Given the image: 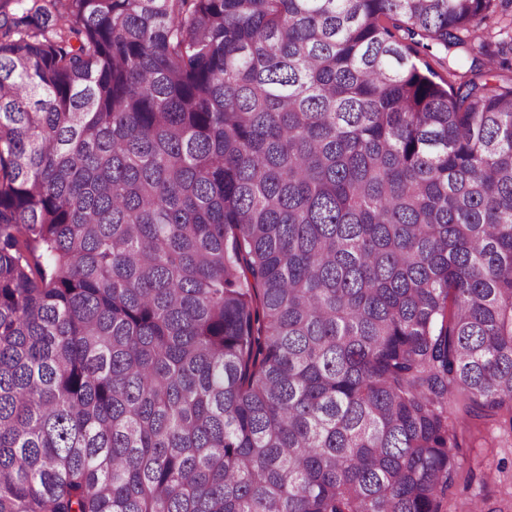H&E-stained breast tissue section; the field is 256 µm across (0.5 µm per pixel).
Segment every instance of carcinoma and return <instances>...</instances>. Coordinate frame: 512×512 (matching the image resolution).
<instances>
[{
    "instance_id": "cac0c4a2",
    "label": "carcinoma",
    "mask_w": 512,
    "mask_h": 512,
    "mask_svg": "<svg viewBox=\"0 0 512 512\" xmlns=\"http://www.w3.org/2000/svg\"><path fill=\"white\" fill-rule=\"evenodd\" d=\"M507 4L0 0V512H445L512 433Z\"/></svg>"
}]
</instances>
